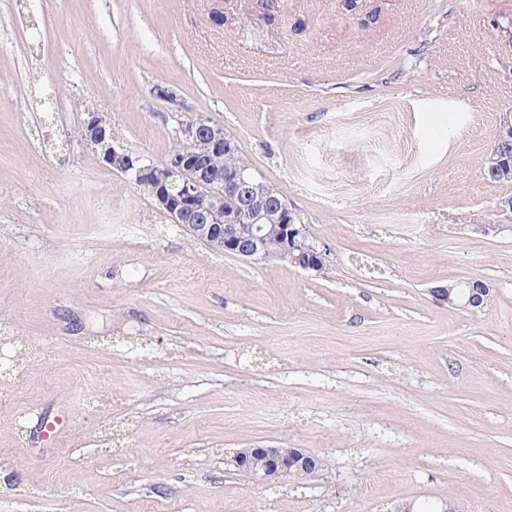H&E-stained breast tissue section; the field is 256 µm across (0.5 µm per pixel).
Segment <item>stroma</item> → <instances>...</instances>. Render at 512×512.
<instances>
[{"label":"stroma","instance_id":"35a3bbf8","mask_svg":"<svg viewBox=\"0 0 512 512\" xmlns=\"http://www.w3.org/2000/svg\"><path fill=\"white\" fill-rule=\"evenodd\" d=\"M511 37L512 0H0V512H512ZM92 111L159 167L223 126L324 275L178 230ZM266 447L324 472L258 485ZM488 162L491 163L488 169ZM484 166V173L493 182L499 184H511L510 180L498 178L503 176L507 178L509 173L512 175V113L506 112L500 120L497 138L491 151L489 161ZM493 173V174H492ZM496 176H495V175ZM432 293L436 299L447 302L449 305L476 309L483 306L489 288L481 280H469L464 284H447L432 288ZM232 461L236 468L266 485L291 478L312 480L324 469L321 456L307 448H240Z\"/></svg>","mask_w":512,"mask_h":512}]
</instances>
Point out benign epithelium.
<instances>
[{
	"instance_id": "obj_1",
	"label": "benign epithelium",
	"mask_w": 512,
	"mask_h": 512,
	"mask_svg": "<svg viewBox=\"0 0 512 512\" xmlns=\"http://www.w3.org/2000/svg\"><path fill=\"white\" fill-rule=\"evenodd\" d=\"M182 133L189 151L169 160V170L181 179V188L166 190L167 174L139 165V158L112 146V124L92 113L83 127L88 142L106 145L102 160L124 174L133 171L136 179L154 182L157 207L176 224H186L193 235L209 248L259 262L271 258L268 236L275 231L281 239L280 261L297 266L311 276L324 273L325 261L308 238L305 225L294 223L288 199L276 187L257 188L252 177L239 164L238 145L224 136V127L205 119L192 120ZM227 158L231 165L216 168L214 158ZM489 171L496 176L512 174V113L500 120L497 138L489 158ZM436 299L452 306L476 309L483 306L489 293L481 280L447 284L432 289ZM232 461L260 484L275 485L288 479L319 477L324 469L321 456L306 448H240Z\"/></svg>"
}]
</instances>
